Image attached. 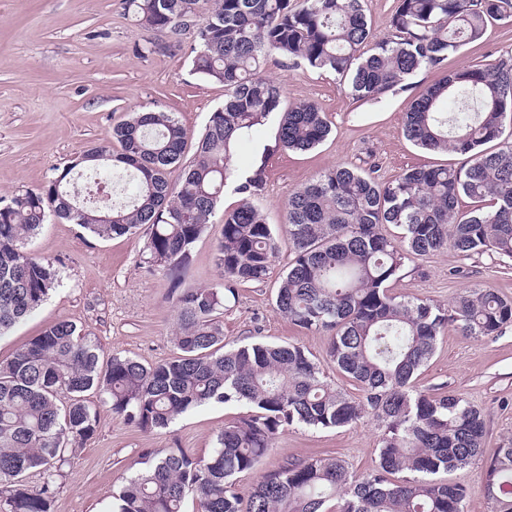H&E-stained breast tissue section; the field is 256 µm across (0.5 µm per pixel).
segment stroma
Wrapping results in <instances>:
<instances>
[{
  "mask_svg": "<svg viewBox=\"0 0 512 512\" xmlns=\"http://www.w3.org/2000/svg\"><path fill=\"white\" fill-rule=\"evenodd\" d=\"M190 36L180 45L141 27L123 0H0V197L35 189L56 177L84 151L110 140L112 126L133 113H174L186 130L184 156L192 158L208 118L224 103V87L192 70ZM512 52V19L488 23L484 37L438 67L417 71L376 102L353 100L332 73L306 66L286 68L268 60L265 74L282 84L287 104L313 102L331 127L309 151L274 152L256 203L277 232L278 252L265 281L238 285L224 310L227 341L296 344L323 360L328 382L361 400L352 378L326 362L330 338L301 329L273 304L281 275L294 258L283 229L289 195L315 175L335 167L371 172L388 182L404 169L459 168L464 156L428 151L403 133L411 99L449 72L488 64ZM220 224L190 251L185 284L205 287L220 280L216 244ZM146 229L109 240L78 225L48 218L29 251L53 261L60 282L44 304L0 335V361L61 319L95 337L101 363L118 354L154 364L177 353V312L165 271H147ZM394 294L448 305L464 290H491L512 299V260L486 252L462 256L444 249L408 263L392 282ZM417 385L427 394L454 393L480 408L485 418L482 456L450 471V482L467 490L464 512H492L481 472L497 448L512 441V324L490 336H466L448 328ZM86 398L97 409L96 431L83 446L68 449L58 470L52 512H107L124 477L134 473L147 449L182 448L206 457L218 431L242 413L236 404L194 409L169 428L139 431L115 417L101 393ZM381 430L373 417L336 429L292 426L278 435L259 471L286 459L335 457L354 473L371 469Z\"/></svg>",
  "mask_w": 512,
  "mask_h": 512,
  "instance_id": "stroma-1",
  "label": "stroma"
}]
</instances>
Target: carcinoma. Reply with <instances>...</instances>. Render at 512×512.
<instances>
[{
    "label": "carcinoma",
    "mask_w": 512,
    "mask_h": 512,
    "mask_svg": "<svg viewBox=\"0 0 512 512\" xmlns=\"http://www.w3.org/2000/svg\"><path fill=\"white\" fill-rule=\"evenodd\" d=\"M124 3L144 27L192 37V70L224 85V106L211 113L176 183L169 174L182 162L186 130L173 113L151 110L115 124L111 141L83 152L78 164L103 173L132 169L124 202H78L69 171L0 198V332L40 307L59 281L54 263L28 251L49 217L99 239L145 226L144 264L172 276L181 354L148 367L114 355L103 370L98 341L63 319L0 362V512H51L57 463L95 432L97 410L85 399L92 389L113 415L145 433L211 403L248 407L224 424L207 458L181 448L146 451L111 512H184L189 497L200 512H464L466 489L440 474L482 455L484 414L457 395L419 390L417 379L448 327L495 334L512 323V300L466 290L444 308L396 296L389 284L414 257L448 247L512 258V144L480 150L502 137L512 112V55L451 72L421 90L406 112L408 140L465 155L467 167H414L383 184L336 167L288 197L284 229L295 257L276 288V310L295 326L330 334L326 357L362 387L364 402L336 390L301 346L225 341L228 297L240 284L264 281L277 254L273 230L252 203L265 184L268 148L244 168L237 152L274 117L278 149L308 151L330 134L315 104L284 107L283 87L264 75L269 58L334 72L354 99L372 101L478 42L490 21L512 16V0H397L390 32L379 41L361 0ZM453 94L473 101L471 117L448 121ZM229 186L243 202L220 220L221 281L184 288L180 271ZM463 195L489 198L493 209L461 214ZM387 224L401 228L399 239L385 233ZM368 415L381 438L367 472L354 474L337 458L286 459L260 473L247 495L236 487L285 428H340ZM29 471L42 476L40 488L24 483ZM483 482L492 512H512V442L497 449Z\"/></svg>",
    "instance_id": "cac0c4a2"
}]
</instances>
